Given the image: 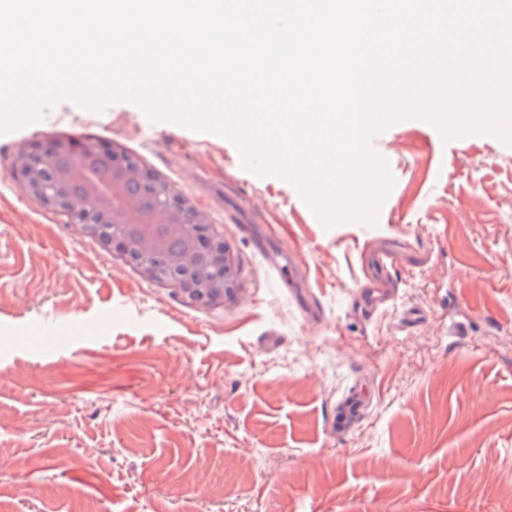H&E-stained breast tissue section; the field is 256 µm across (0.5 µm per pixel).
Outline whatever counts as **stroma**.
I'll use <instances>...</instances> for the list:
<instances>
[{"label": "stroma", "mask_w": 512, "mask_h": 512, "mask_svg": "<svg viewBox=\"0 0 512 512\" xmlns=\"http://www.w3.org/2000/svg\"><path fill=\"white\" fill-rule=\"evenodd\" d=\"M61 136L206 211L243 300L188 307L25 196L13 155ZM371 148L393 178L376 224L328 228L230 140L130 102L0 140V512H512V144L408 118ZM379 248L402 255L368 314ZM359 377L373 407L336 433Z\"/></svg>", "instance_id": "stroma-1"}]
</instances>
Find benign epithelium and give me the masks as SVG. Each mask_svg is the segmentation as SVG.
Here are the masks:
<instances>
[{"instance_id":"obj_1","label":"benign epithelium","mask_w":512,"mask_h":512,"mask_svg":"<svg viewBox=\"0 0 512 512\" xmlns=\"http://www.w3.org/2000/svg\"><path fill=\"white\" fill-rule=\"evenodd\" d=\"M100 152L112 155V166L89 176V160ZM23 193L46 208L68 215L76 231L99 240L135 263L146 281L169 284L182 303L215 308L234 302L242 290L237 259L231 245L210 234L209 216L185 197H172L170 184L142 167L128 154L104 145L58 138L34 143L13 158ZM143 182L163 205L153 222L165 227L166 236L180 242L167 255L166 266L155 262L163 241L146 223L137 199L128 197L119 207L112 196L126 185ZM211 266L223 287L193 275L200 262Z\"/></svg>"}]
</instances>
